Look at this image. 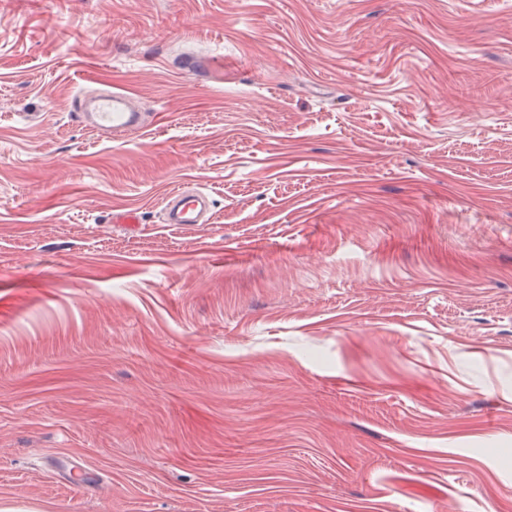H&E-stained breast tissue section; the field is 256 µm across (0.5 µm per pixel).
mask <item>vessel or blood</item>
<instances>
[{"mask_svg": "<svg viewBox=\"0 0 512 512\" xmlns=\"http://www.w3.org/2000/svg\"><path fill=\"white\" fill-rule=\"evenodd\" d=\"M73 108L77 122L115 139L131 133L143 134L151 128L144 113L136 111L128 97L117 91L98 95L93 111H83L82 102L78 99L74 100ZM210 208L211 200L206 193L181 187L166 198L162 217L167 224H204L208 221Z\"/></svg>", "mask_w": 512, "mask_h": 512, "instance_id": "vessel-or-blood-1", "label": "vessel or blood"}]
</instances>
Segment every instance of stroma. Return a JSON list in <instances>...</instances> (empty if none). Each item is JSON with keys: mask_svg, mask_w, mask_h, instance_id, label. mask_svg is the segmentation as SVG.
I'll return each instance as SVG.
<instances>
[{"mask_svg": "<svg viewBox=\"0 0 512 512\" xmlns=\"http://www.w3.org/2000/svg\"><path fill=\"white\" fill-rule=\"evenodd\" d=\"M0 512H512V0H0ZM74 117L80 124H86L101 135H110L116 141L131 133H146L152 122L145 119L142 112H137L128 97L117 91L105 92L96 97L94 112L82 110V99L73 101ZM211 208L209 196L195 188L181 187L173 190L162 209L166 224H205Z\"/></svg>", "mask_w": 512, "mask_h": 512, "instance_id": "1", "label": "stroma"}]
</instances>
